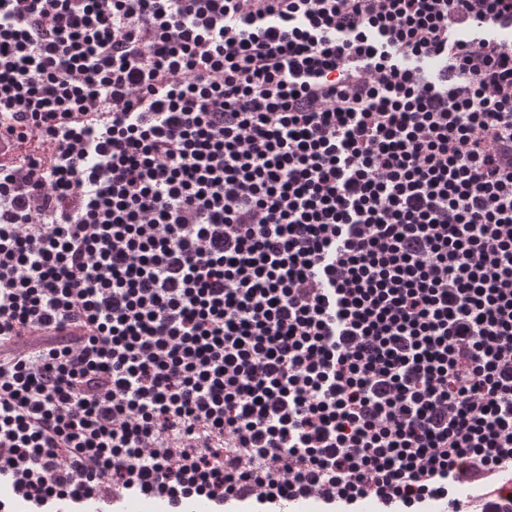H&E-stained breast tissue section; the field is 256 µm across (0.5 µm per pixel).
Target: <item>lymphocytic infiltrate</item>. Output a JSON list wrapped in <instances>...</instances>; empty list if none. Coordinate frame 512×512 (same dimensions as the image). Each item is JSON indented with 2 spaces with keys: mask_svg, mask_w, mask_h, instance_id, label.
<instances>
[{
  "mask_svg": "<svg viewBox=\"0 0 512 512\" xmlns=\"http://www.w3.org/2000/svg\"><path fill=\"white\" fill-rule=\"evenodd\" d=\"M0 128L16 496L512 512V0H0ZM266 511L263 512H334L328 509L330 507L323 501L321 494L317 490H312L306 496H298L288 499H276L271 503H264Z\"/></svg>",
  "mask_w": 512,
  "mask_h": 512,
  "instance_id": "f902f5d3",
  "label": "lymphocytic infiltrate"
}]
</instances>
